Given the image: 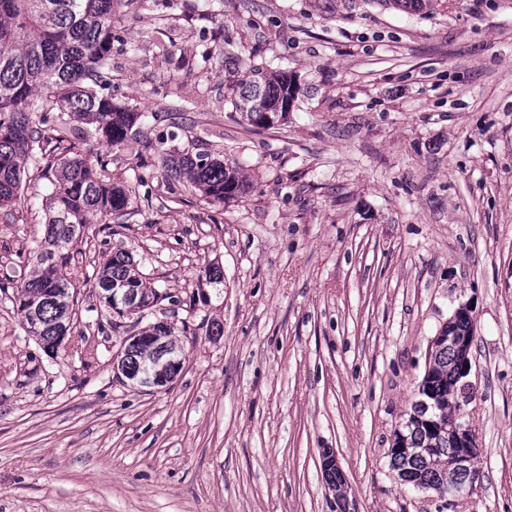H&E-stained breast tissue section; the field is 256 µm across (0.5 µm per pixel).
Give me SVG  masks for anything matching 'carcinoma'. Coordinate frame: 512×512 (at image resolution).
Instances as JSON below:
<instances>
[{
	"label": "carcinoma",
	"instance_id": "carcinoma-1",
	"mask_svg": "<svg viewBox=\"0 0 512 512\" xmlns=\"http://www.w3.org/2000/svg\"><path fill=\"white\" fill-rule=\"evenodd\" d=\"M122 0H0V208L20 197L25 163L34 161L39 176L54 175L44 237L33 251V267L18 287L13 305L27 334L49 356H55L71 336L75 289L66 269L73 249L89 225L122 212L128 191L114 186L99 172L101 160L91 161L70 139L72 123L93 126L99 142L120 147L136 132L139 112L112 104L109 62L112 46L122 42L114 16ZM241 115L252 126L270 128L284 120L294 102L288 74L257 72L239 84ZM167 171L185 177L212 202L235 199L245 190L236 164L207 154L185 153L168 159ZM99 304L118 316L141 313L173 296L148 284L136 261L125 251H105L95 275ZM132 288L140 304L112 305L108 293ZM155 336L172 347L175 358L183 349L171 328L158 322L131 333L122 357L131 368L150 365L153 346L141 340ZM456 352L444 343L432 349L419 387L440 396L439 409L448 419L460 408L454 376ZM413 403L401 433L409 452H391L399 479L440 493L456 478V444L414 417Z\"/></svg>",
	"mask_w": 512,
	"mask_h": 512
}]
</instances>
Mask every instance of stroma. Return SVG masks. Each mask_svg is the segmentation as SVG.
Returning a JSON list of instances; mask_svg holds the SVG:
<instances>
[{"label": "stroma", "instance_id": "obj_1", "mask_svg": "<svg viewBox=\"0 0 512 512\" xmlns=\"http://www.w3.org/2000/svg\"><path fill=\"white\" fill-rule=\"evenodd\" d=\"M194 3L117 12L113 101L150 120L93 146L132 193L77 244V343L46 356L0 292V512H334L325 448L356 512H512V0ZM227 41L235 66L203 60ZM257 69L296 89L266 129L233 106ZM186 152L236 162L243 195L168 176L164 154ZM52 189L0 209V282L27 277ZM108 246L175 297L142 318L183 347L170 389L112 369L135 318L92 294ZM465 303L481 478L451 505L404 485L389 450Z\"/></svg>", "mask_w": 512, "mask_h": 512}]
</instances>
